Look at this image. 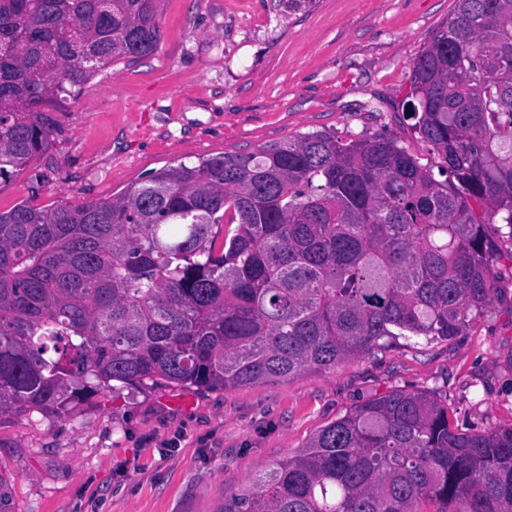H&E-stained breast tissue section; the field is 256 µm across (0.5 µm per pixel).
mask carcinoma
<instances>
[{
    "label": "carcinoma",
    "mask_w": 512,
    "mask_h": 512,
    "mask_svg": "<svg viewBox=\"0 0 512 512\" xmlns=\"http://www.w3.org/2000/svg\"><path fill=\"white\" fill-rule=\"evenodd\" d=\"M162 0H0V184L51 146L47 107L152 55ZM392 135L316 131L155 170L111 198L0 211V420L111 383L233 388L460 334L512 240V0H456ZM512 512V426L427 390L347 411L224 512Z\"/></svg>",
    "instance_id": "carcinoma-1"
}]
</instances>
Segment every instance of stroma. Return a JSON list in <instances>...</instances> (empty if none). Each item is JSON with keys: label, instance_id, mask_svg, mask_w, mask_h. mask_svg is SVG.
<instances>
[{"label": "stroma", "instance_id": "1", "mask_svg": "<svg viewBox=\"0 0 512 512\" xmlns=\"http://www.w3.org/2000/svg\"><path fill=\"white\" fill-rule=\"evenodd\" d=\"M455 0H162L154 54L114 66L53 118L48 152L0 209L109 199L150 172L325 131H385L433 156L404 116L410 65ZM392 389L428 390L453 424L512 426V276L445 341L398 340L335 369L232 389L105 390L57 418L0 423L15 512H224L226 497Z\"/></svg>", "mask_w": 512, "mask_h": 512}]
</instances>
